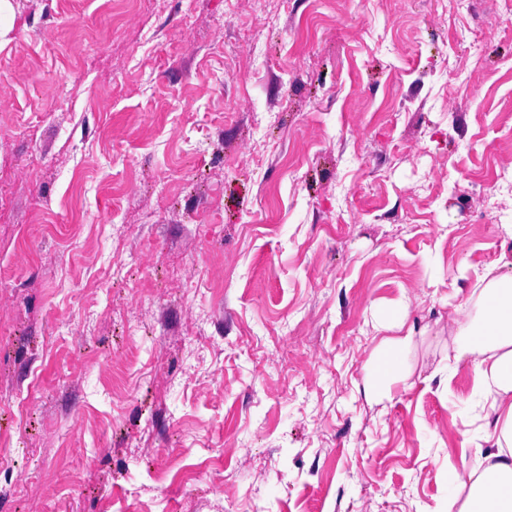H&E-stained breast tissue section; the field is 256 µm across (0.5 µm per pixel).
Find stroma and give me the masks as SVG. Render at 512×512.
Here are the masks:
<instances>
[{"label":"stroma","mask_w":512,"mask_h":512,"mask_svg":"<svg viewBox=\"0 0 512 512\" xmlns=\"http://www.w3.org/2000/svg\"><path fill=\"white\" fill-rule=\"evenodd\" d=\"M112 6L16 0L0 43V512H445L512 0ZM414 327L406 336H384L370 353L366 368L364 392L376 403H383L391 395V384L404 370L409 373L408 355L413 343Z\"/></svg>","instance_id":"stroma-1"}]
</instances>
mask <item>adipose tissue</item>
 Masks as SVG:
<instances>
[{"label":"adipose tissue","instance_id":"ef3b65f1","mask_svg":"<svg viewBox=\"0 0 512 512\" xmlns=\"http://www.w3.org/2000/svg\"><path fill=\"white\" fill-rule=\"evenodd\" d=\"M405 305L389 309L386 335L372 350L364 392L376 402L391 395L408 367L412 336L402 335ZM474 366L473 393L487 442L477 461L455 470L447 512H512V272L485 267L448 330V363Z\"/></svg>","mask_w":512,"mask_h":512}]
</instances>
